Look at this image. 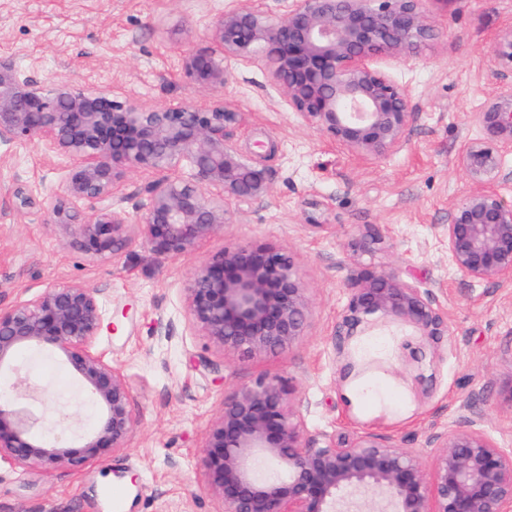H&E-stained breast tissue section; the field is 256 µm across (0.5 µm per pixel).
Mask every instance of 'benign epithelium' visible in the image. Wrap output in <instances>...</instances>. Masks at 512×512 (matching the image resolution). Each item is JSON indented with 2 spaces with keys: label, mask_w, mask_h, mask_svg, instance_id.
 Wrapping results in <instances>:
<instances>
[{
  "label": "benign epithelium",
  "mask_w": 512,
  "mask_h": 512,
  "mask_svg": "<svg viewBox=\"0 0 512 512\" xmlns=\"http://www.w3.org/2000/svg\"><path fill=\"white\" fill-rule=\"evenodd\" d=\"M282 14L257 8L227 10L213 21L211 46L181 53L192 83L224 89L231 64L260 66L289 110L335 144L360 156H383L407 146L410 120L404 89L376 60L409 59L434 40L424 0H286ZM502 87L470 120L482 141L465 145L459 164L480 189L460 199L446 228L448 255L475 281H512V203L496 189L501 159L512 152V27L496 42ZM239 113L226 103L144 107L114 92L68 81L41 84L0 60V141L35 142L46 158L74 161L65 177L66 203L54 223L69 227L85 253L117 255L134 236L160 259L189 254L223 231L232 208L259 202L271 188L267 146L242 155L229 130ZM186 179L168 176L180 165ZM157 178L148 201L132 217L109 205L82 219L79 204L112 199L132 170ZM384 236L367 230L352 239L348 299L336 320L334 345L343 376L355 369L352 343L383 327L410 331L411 359L449 335L448 320L421 281L407 271L361 264ZM95 288L81 282L53 286L0 309V373L19 374L22 348L61 351L100 409L96 428L78 431L66 417L48 421L18 406L46 390L19 379L13 400H0V460L23 468L54 469L126 448L136 419L123 371L97 351L103 309ZM188 321L211 343L243 356L295 345L309 326L311 300L284 249L246 242L211 256L186 288ZM292 385L263 375L224 396L203 443L208 489L224 512H339L337 504L361 490L384 502L379 512H512V454L481 428L464 421L431 442L440 448L426 469L413 448L365 432L355 440L306 437L293 410Z\"/></svg>",
  "instance_id": "7a95c632"
}]
</instances>
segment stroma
I'll return each instance as SVG.
<instances>
[{
    "label": "stroma",
    "mask_w": 512,
    "mask_h": 512,
    "mask_svg": "<svg viewBox=\"0 0 512 512\" xmlns=\"http://www.w3.org/2000/svg\"><path fill=\"white\" fill-rule=\"evenodd\" d=\"M232 6L280 9L279 0H0V58L34 80L111 87L145 107L208 105L219 95L184 78L178 58L207 47L212 20ZM424 10L436 39L412 60L382 63L405 89L411 120L407 147L379 158H359L303 123L262 67L233 66L222 95L241 117L232 140L246 155L272 141L271 189L186 255L157 259L138 238L115 257L86 254L53 221L69 158L44 159L32 142L0 143V309L54 285L96 288L105 310L98 346L126 375L137 419L127 448L96 462L24 472L1 461L0 512H112L102 493L109 484L127 486L125 512H221L206 486L203 438L225 393L265 373L291 381L293 407L316 439L371 431L415 449L429 466L437 454L430 436L479 413L512 453V283L464 276L444 233L452 205L476 189L459 153L481 137L471 112L499 88L494 46L512 25V0H426ZM19 190L33 200L21 212ZM368 228L385 242L365 265L412 270L449 329L439 357L416 362L401 337H384L363 379L395 399L372 404L358 399L355 383L340 384L333 336L347 301V245ZM249 241L289 251L312 303L296 345L254 357L222 351L191 329L185 303L196 267ZM17 362L48 390L36 411L97 422L94 406L76 403L73 373L58 353L36 358L23 349ZM423 377L432 382L428 398Z\"/></svg>",
    "instance_id": "stroma-1"
}]
</instances>
